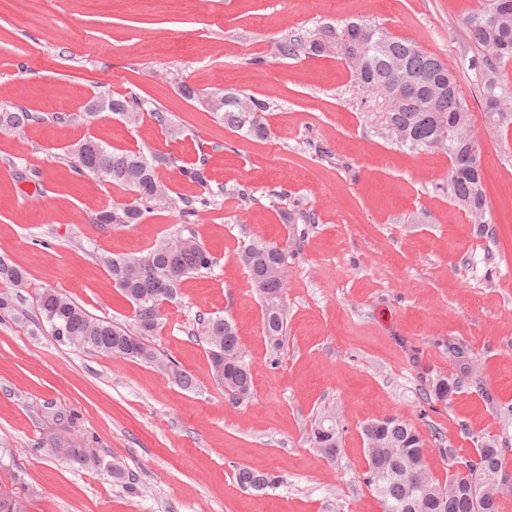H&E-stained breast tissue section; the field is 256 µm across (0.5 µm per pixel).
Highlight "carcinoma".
I'll return each mask as SVG.
<instances>
[{"mask_svg":"<svg viewBox=\"0 0 512 512\" xmlns=\"http://www.w3.org/2000/svg\"><path fill=\"white\" fill-rule=\"evenodd\" d=\"M464 24L479 55L485 116L494 122L512 112V84L501 76L502 67L512 62V0H481ZM279 48L287 56L336 53L348 63L363 88L380 93L387 101L397 97L401 80H406L408 94L384 112L387 137L410 150L434 149L447 154L453 168L461 170L459 177L448 180V196L464 209L472 223H489V204L481 188L483 157L470 151L467 140L473 135L467 122L468 110L461 101L456 76L446 62L416 43L393 37L380 26L364 21H351L340 30L325 26L313 35H289ZM181 94L199 102L225 126L247 138L264 140L270 135L265 118L267 104L258 98L225 93L204 99L187 84L181 85ZM103 98L112 103V114L130 125L139 124L148 115L168 135H178L168 113L146 98L110 94ZM41 120V115L21 107H0L1 131L17 130ZM66 158L74 173L105 177L133 192L132 202L100 213L97 220L101 224H137L152 204L168 198L167 187L157 174L159 165L169 162L164 155L114 150L89 136L70 147ZM208 204L209 200L202 197L181 196L175 201V207L188 219ZM238 258L264 304L263 332L277 347L287 328L285 255L270 242L252 240L242 247ZM102 261L134 308L137 332L98 319L67 295L47 289L37 298V307L51 335L77 350L106 355L126 352L130 358L168 374L181 387L192 388L193 377L174 361L162 358L148 336L159 327L162 304L177 297L184 278L211 269L215 258L190 235L165 239L135 256H104ZM1 278L14 288L26 287L25 273L2 257ZM203 338L212 370L224 383L225 393L233 402H243L250 396L253 382L235 325L221 316L210 317ZM414 364L428 384L426 400L446 405L461 388L459 380L434 374L417 360ZM362 433L367 452L363 480L381 498L384 512H499L502 485L512 480V447L504 446L497 438H482L472 455L440 445L439 452L448 464L464 465L442 485L425 462L423 435L409 422L384 415L367 422ZM308 442L324 456L336 458L341 446L336 420L329 414L315 419ZM50 445L79 465L97 464L95 455L71 438L52 435ZM236 479L241 486L258 491L279 482L273 474L247 467L236 469ZM19 480L17 471L0 463V512H28V499L7 491V486Z\"/></svg>","mask_w":512,"mask_h":512,"instance_id":"obj_1","label":"carcinoma"}]
</instances>
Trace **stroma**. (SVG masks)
I'll return each instance as SVG.
<instances>
[{
	"mask_svg": "<svg viewBox=\"0 0 512 512\" xmlns=\"http://www.w3.org/2000/svg\"><path fill=\"white\" fill-rule=\"evenodd\" d=\"M479 5L0 0V105L45 115L0 131V256L28 274L19 293L0 281V296L12 299L0 309V461L18 470L13 490L29 498L30 512H383L363 482L367 421L393 414L412 423L439 476L448 463L431 430L466 455L486 434L512 445V414L499 411L512 405V112L494 124L485 116L463 23ZM355 19L416 42L455 73L483 148L486 230L449 198L446 154L385 138L382 99L355 83L344 60L278 48L287 35ZM184 83L197 100L182 97ZM101 92L151 99L181 135L109 112L57 122ZM214 93L267 102L269 138L220 125L199 104ZM87 136L168 156L158 172L172 194L216 192L191 225L217 265L185 278L150 338L194 376L192 389L153 365L59 344L39 317L36 297L52 288L135 329L133 307L100 258L139 254L183 222L159 202L140 223H98L99 212L132 195L71 171L66 151ZM200 159L203 187L180 172ZM255 238L286 256L288 324L277 348L238 261ZM203 316L228 317L238 329L253 377L242 403L215 378ZM452 341L466 345L465 360L449 357ZM468 361L480 382L464 373ZM421 364L460 380L450 405L426 401ZM56 413L70 416L71 436L99 465L70 463L50 447ZM324 413L343 429L332 461L307 441ZM240 466L281 482L242 488Z\"/></svg>",
	"mask_w": 512,
	"mask_h": 512,
	"instance_id": "stroma-1",
	"label": "stroma"
}]
</instances>
